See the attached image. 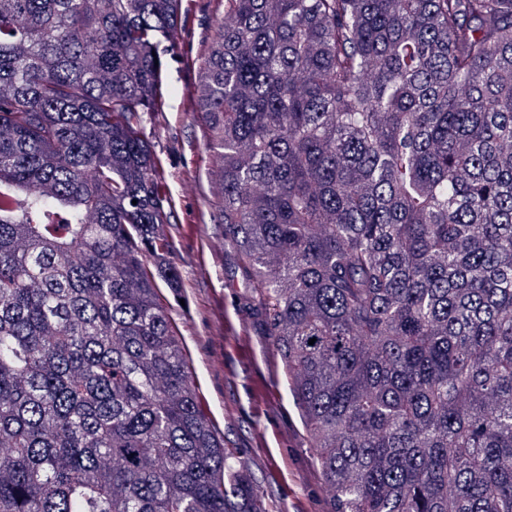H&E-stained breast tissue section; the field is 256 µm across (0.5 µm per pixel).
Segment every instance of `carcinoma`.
I'll return each instance as SVG.
<instances>
[{
	"label": "carcinoma",
	"mask_w": 512,
	"mask_h": 512,
	"mask_svg": "<svg viewBox=\"0 0 512 512\" xmlns=\"http://www.w3.org/2000/svg\"><path fill=\"white\" fill-rule=\"evenodd\" d=\"M179 10L0 0V512H266L157 298ZM197 105L335 512H512V0H224Z\"/></svg>",
	"instance_id": "carcinoma-1"
}]
</instances>
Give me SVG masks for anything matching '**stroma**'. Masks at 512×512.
Masks as SVG:
<instances>
[{"label": "stroma", "instance_id": "stroma-1", "mask_svg": "<svg viewBox=\"0 0 512 512\" xmlns=\"http://www.w3.org/2000/svg\"><path fill=\"white\" fill-rule=\"evenodd\" d=\"M223 15L224 0H181L158 109L143 116L180 277L178 289L160 286L158 296L182 343L199 406L266 512H332V491L259 307L261 291L224 242L220 159L196 105L201 66Z\"/></svg>", "mask_w": 512, "mask_h": 512}]
</instances>
